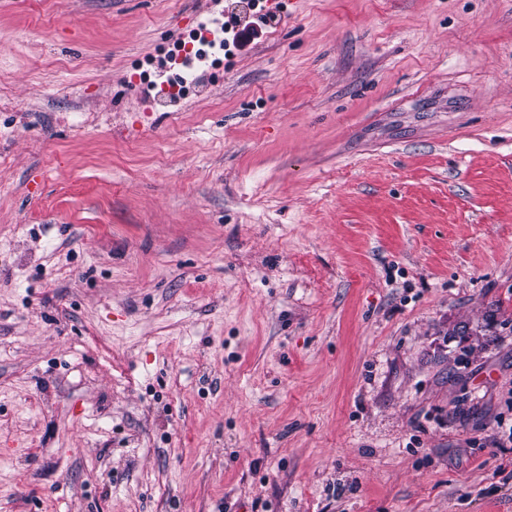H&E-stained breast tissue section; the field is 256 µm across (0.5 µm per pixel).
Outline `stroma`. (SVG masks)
Listing matches in <instances>:
<instances>
[{"mask_svg":"<svg viewBox=\"0 0 512 512\" xmlns=\"http://www.w3.org/2000/svg\"><path fill=\"white\" fill-rule=\"evenodd\" d=\"M0 86V512H512V0H0ZM192 81L186 67H178L171 70L166 81L161 86L160 92L170 98L180 96L186 89H190Z\"/></svg>","mask_w":512,"mask_h":512,"instance_id":"stroma-1","label":"stroma"}]
</instances>
